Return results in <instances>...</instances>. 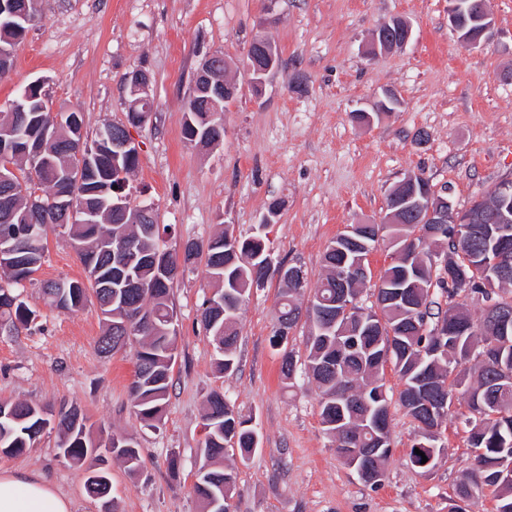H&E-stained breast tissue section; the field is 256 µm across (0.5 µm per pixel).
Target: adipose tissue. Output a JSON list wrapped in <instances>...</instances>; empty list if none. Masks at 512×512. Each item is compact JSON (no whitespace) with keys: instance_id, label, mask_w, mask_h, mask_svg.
<instances>
[{"instance_id":"1","label":"adipose tissue","mask_w":512,"mask_h":512,"mask_svg":"<svg viewBox=\"0 0 512 512\" xmlns=\"http://www.w3.org/2000/svg\"><path fill=\"white\" fill-rule=\"evenodd\" d=\"M71 500L43 477L0 470V512H72Z\"/></svg>"}]
</instances>
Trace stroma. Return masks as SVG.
I'll return each mask as SVG.
<instances>
[{
  "label": "stroma",
  "mask_w": 512,
  "mask_h": 512,
  "mask_svg": "<svg viewBox=\"0 0 512 512\" xmlns=\"http://www.w3.org/2000/svg\"><path fill=\"white\" fill-rule=\"evenodd\" d=\"M487 6L493 35L473 48L450 30L448 0H42L40 20L0 79V111L42 79L54 108L80 109L92 136L124 119V77L146 69L154 110L131 130L139 164L129 188L133 202L153 203L158 224L170 225L168 248L206 241L222 226L249 236L275 202L280 217L265 230L272 261L302 266L313 284L329 241L347 225L379 223L390 189L406 175H424L459 210L512 180V0ZM392 17L411 23L410 42L370 55L373 31ZM258 37L281 56L259 94L246 69ZM215 52L230 61L238 95L220 116L223 144L201 152L184 137L183 104L201 61ZM388 90L400 99L394 111L369 126L352 121ZM83 276L68 238L50 234L43 265L20 290L37 319L0 328V400L74 404L90 423L133 436L139 471L109 463L115 512H199L192 487L205 399L215 390L261 435L249 461L224 457L236 476L231 512H448L474 458L461 423L466 405L443 424V454L425 471L410 459L417 428L392 403L386 473L381 485L363 482L323 429L316 385L302 375L290 387L281 380L270 343L277 277L252 290L240 313L238 367L224 374L200 322L210 294L205 268L179 275L178 357L166 413L150 427L130 408L132 351L106 357L96 349L95 300L62 313L42 298L41 282ZM57 442L47 426L23 454H0V469L45 476L73 512H101L85 491V468Z\"/></svg>",
  "instance_id": "obj_1"
}]
</instances>
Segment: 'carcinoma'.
<instances>
[{
	"mask_svg": "<svg viewBox=\"0 0 512 512\" xmlns=\"http://www.w3.org/2000/svg\"><path fill=\"white\" fill-rule=\"evenodd\" d=\"M17 21L0 14V55H13L18 37ZM52 100L48 90L32 88L28 111L0 112V140L17 155L15 164L23 179L36 182L43 199L59 196L65 208L49 209L35 216L28 202L19 200L3 210L0 202V318L15 326L36 319L15 289L32 280L39 270L48 235L61 228L67 234L85 279L47 282L43 292L49 305L60 312L82 309L94 297L103 316V330L97 341L99 353L109 356L128 347L135 348V372L129 387L136 417L150 427L164 415L177 350V329L171 323L175 309L170 293L177 279L176 267L186 271L204 261L209 287L216 300L205 307L201 323L216 352V366L222 373L237 368L239 315L253 287L261 285L271 272L270 253L264 237L256 233L238 238L229 229L214 234L207 242L187 241L182 254L172 253L162 243L160 226L132 224L125 212L114 207L124 198L131 200L129 175L138 166V156H112V132L122 126L110 122L91 141L81 125L70 123L66 111L49 121ZM185 138L207 149L216 141L224 124L216 113L192 111L184 103ZM500 210L512 211V190L494 187L486 198ZM416 216H405L398 224H354L350 242L339 235L323 254V273L313 295L301 306V289L280 283L277 325L271 337L282 351L281 377L292 385L297 371H303L320 391L321 423L336 442V453L346 459L340 442L352 439L360 448H376L372 468L383 472L391 457L390 431L374 426L387 421L392 395L383 381L384 366L391 362L405 389L399 402L417 429L435 428L429 435L416 434L411 445L412 463L421 469L435 467L441 453L440 429L452 412L454 401L463 398L468 413L462 423L470 447L475 449L471 471L482 479L461 481L455 498L469 506L484 490L491 492L496 512H512V326L503 334L487 319L474 321L456 298L466 293L482 304L512 308V273L499 274L500 266L483 274L481 265L498 254L501 237L490 224L450 225L430 237L414 236L411 224ZM135 240L139 257L118 268L112 263V248L125 239ZM392 248L408 249L410 263L395 261L379 277L374 304H360L365 280L356 279L351 310L336 324L323 318L336 310V270L350 267L363 250L379 240ZM412 284L408 301L398 300L393 291ZM446 299L447 309L433 312L435 298ZM306 312V360L298 363L288 349V334ZM385 325L379 324V319ZM206 435L199 448L203 474L193 485L200 512H211L214 499L227 502L235 490L233 471L223 467L228 450L246 461L261 444L257 430L241 418L224 394L213 391L205 401ZM46 409L25 401H0V451L20 454L32 447L47 424ZM59 448L76 464L100 456L99 443L86 425V417L75 405H63L56 415ZM112 453L129 472L138 471L142 458L136 440L112 433ZM423 455H418L415 450ZM426 463H421L422 457ZM112 485L85 480L86 493L100 501L110 499Z\"/></svg>",
	"mask_w": 512,
	"mask_h": 512,
	"instance_id": "carcinoma-1",
	"label": "carcinoma"
}]
</instances>
